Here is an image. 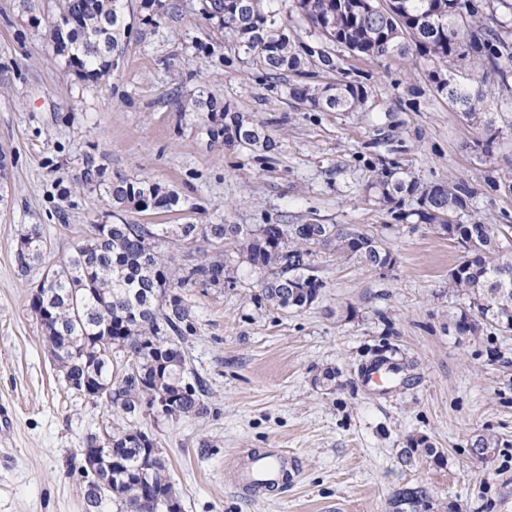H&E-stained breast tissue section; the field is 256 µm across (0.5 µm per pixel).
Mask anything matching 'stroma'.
<instances>
[{
    "label": "stroma",
    "instance_id": "1",
    "mask_svg": "<svg viewBox=\"0 0 512 512\" xmlns=\"http://www.w3.org/2000/svg\"><path fill=\"white\" fill-rule=\"evenodd\" d=\"M128 0L134 30L112 76L88 81L53 51L48 0H0V512H83L80 448L102 432L103 407L69 389L48 357L29 309L44 265L63 261L84 225L342 224L378 236L395 258L383 272L322 263L311 307L283 311L259 298V276L233 246L221 286L191 283L180 295L193 332L184 346L208 387L207 414L139 427L162 448L181 512H392L394 493L423 486L426 512H512V330L458 334L465 303L448 289L460 246L423 224L399 222L367 190L397 167L425 185H465L467 217L512 225V79H460L487 96L499 136L491 151L456 105L437 94L430 65L369 59L325 40L292 7L280 17L297 46L333 58L269 78L250 65L199 0H162L146 14ZM340 82L364 89L354 112L326 111L286 89ZM199 94L254 116L271 150L225 148L205 113L176 102ZM175 191L171 210L113 216L98 193L73 190L87 160ZM40 225L43 265L21 271L19 237ZM177 263L218 250L204 241L161 245ZM386 357L394 382H369ZM332 369L336 379L323 385ZM505 440L490 460L471 439ZM426 438L441 462L400 456ZM280 449L286 489L250 496L235 465L251 450Z\"/></svg>",
    "mask_w": 512,
    "mask_h": 512
}]
</instances>
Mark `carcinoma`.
I'll return each mask as SVG.
<instances>
[{
  "instance_id": "carcinoma-1",
  "label": "carcinoma",
  "mask_w": 512,
  "mask_h": 512,
  "mask_svg": "<svg viewBox=\"0 0 512 512\" xmlns=\"http://www.w3.org/2000/svg\"><path fill=\"white\" fill-rule=\"evenodd\" d=\"M243 8L244 0H201V10L210 20L229 31L238 49L259 69L271 76L301 68L305 58L294 41L279 25L277 9L261 6ZM302 16L324 37L369 58L412 56L433 64L431 77L436 91L461 107L468 123L482 127L491 146L497 137L488 113L482 111L483 95L472 94L463 85H440V78L467 61L472 69L487 75V69L507 80L512 72V52L493 28L477 25L482 19L474 0H396L395 14L367 13L365 0H294ZM56 20L63 28L53 32L56 54L66 68L81 77L97 81L112 74V58L125 53L130 31L126 0H54ZM414 31L406 41L403 30ZM289 94L314 108L353 112L365 100L363 92L330 83L321 95L311 87H293ZM208 119L221 120V137L250 146H271L263 126L231 113L212 98L190 101ZM73 186L98 191L112 213L129 208H147L161 203L170 210L178 195L149 180H131L117 175L104 177V168L92 163L73 181ZM369 190L390 206L397 219L416 218L421 224L448 227V234L460 240L464 255L458 272H449L448 288L468 301V308L453 316L452 325L462 335H478L489 327L512 330V251L502 244L512 226L486 224L472 219L453 222V213L467 208L468 190L447 184L424 185L414 178H403L390 169L370 185ZM417 207L405 209V200ZM318 236L288 226V241L281 242L277 225L250 229L242 224H179L159 228L155 224H88L71 254L63 262L44 267L53 276L56 294L52 298V318L41 325L45 344L65 342L83 350L97 348L102 339L105 317L112 321L108 344L99 357L86 363L78 358L60 357L54 367L66 383L93 379L112 384V392L93 404H102L118 425L106 427L112 436V461L101 468L99 477L87 476L84 512H103L109 501L115 512H162L156 494H172L174 485L168 473L163 450L145 462L146 448L135 437V416L158 394L167 395L179 417H199L207 413L208 389L187 361L182 347L192 332V311L174 293L192 280L213 286L224 284L231 266L218 258L205 259L172 270L171 258L159 251L162 237L173 234L191 242L198 235L234 246L239 258L260 274L263 299L280 309H297L312 304L325 288L315 275L318 259L334 257L374 270L386 264L392 254L374 234L341 224L316 225ZM32 236L37 246L16 248L15 261L26 272L42 263L46 240L35 225ZM125 361L124 371L112 373V354ZM502 438L478 434L472 451L493 453ZM437 457V450L425 438L412 439L401 456L409 461L417 455ZM428 491L423 486L397 491L391 501L393 512H417Z\"/></svg>"
}]
</instances>
